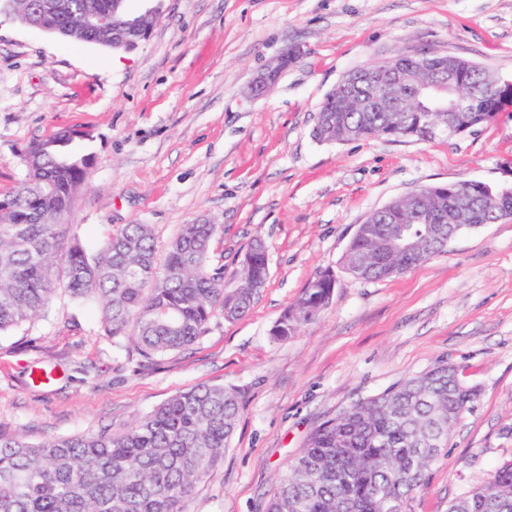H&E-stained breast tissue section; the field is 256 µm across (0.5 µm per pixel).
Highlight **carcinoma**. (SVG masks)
Segmentation results:
<instances>
[{"label": "carcinoma", "mask_w": 512, "mask_h": 512, "mask_svg": "<svg viewBox=\"0 0 512 512\" xmlns=\"http://www.w3.org/2000/svg\"><path fill=\"white\" fill-rule=\"evenodd\" d=\"M50 2L66 37L112 47V33L73 27L82 13L110 10L112 0ZM429 55L441 70L456 73L455 89L470 98L472 111L411 112L405 124L397 125L393 105L377 101L368 84L358 83L354 93L338 85L320 105L315 139L426 140L443 134L448 122L462 135L489 122L501 102L512 99V86L493 85L487 68L435 51ZM85 136L66 129L31 144L24 179L0 193V334L35 318L59 279L71 298L97 304L116 350L147 363L193 345L216 317L227 322L245 317L269 275L266 247L258 238L230 274L211 262L220 225L209 222L182 225L161 262L150 224H124L96 253L87 252L66 217L91 158L64 151ZM463 190L488 203L475 221L458 230L493 223L500 189L488 184L432 185L425 203L444 210L447 198ZM414 219L409 203L398 198L385 216L358 225L341 258L342 271L374 281L446 252V240L424 245L412 260L389 254L359 274L353 258L370 250L375 239L400 224L424 232ZM334 288V270L316 274L276 321L272 335L282 340L295 335L330 304ZM478 394L455 366L441 360L356 402L354 410L311 431L262 512H408L412 495L427 483L431 462L448 447V423L469 411ZM241 405L238 389L202 385L171 396L122 431L104 429L40 444L0 433V512H188L198 486L224 459ZM448 512H512V462L452 500Z\"/></svg>", "instance_id": "cac0c4a2"}]
</instances>
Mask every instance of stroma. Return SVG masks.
I'll list each match as a JSON object with an SVG mask.
<instances>
[{"mask_svg": "<svg viewBox=\"0 0 512 512\" xmlns=\"http://www.w3.org/2000/svg\"><path fill=\"white\" fill-rule=\"evenodd\" d=\"M130 51L0 15V192L29 144L70 127L92 159L67 220L88 251L125 224L158 252L182 225H221L211 260L234 269L254 238L269 277L249 314L216 318L189 348L141 365L112 348L95 304L56 289L46 312L0 335V432L32 444L119 431L170 396L238 387L243 408L216 475L189 512H261L308 433L358 400L454 364L478 387L410 512L448 503L512 461V218L461 231L446 253L360 282L339 260L365 216L424 185H512V111L432 140L316 141L326 95L350 70L434 50L512 81V0H155ZM299 59L263 96L253 76ZM329 306L291 338L271 329L316 273Z\"/></svg>", "mask_w": 512, "mask_h": 512, "instance_id": "obj_1", "label": "stroma"}]
</instances>
